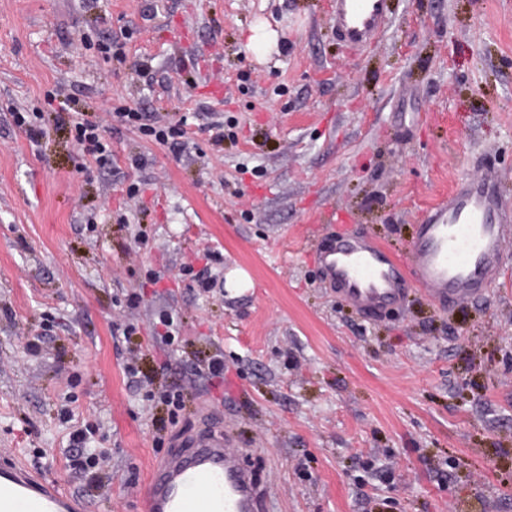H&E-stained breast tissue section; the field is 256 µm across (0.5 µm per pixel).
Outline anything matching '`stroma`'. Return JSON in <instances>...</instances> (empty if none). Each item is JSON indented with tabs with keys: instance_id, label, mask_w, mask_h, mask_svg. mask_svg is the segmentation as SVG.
Returning <instances> with one entry per match:
<instances>
[{
	"instance_id": "stroma-1",
	"label": "stroma",
	"mask_w": 512,
	"mask_h": 512,
	"mask_svg": "<svg viewBox=\"0 0 512 512\" xmlns=\"http://www.w3.org/2000/svg\"><path fill=\"white\" fill-rule=\"evenodd\" d=\"M335 11L0 0V456L88 512H137L150 463L218 425L276 512H512V242L481 298L416 292L376 315L312 257L335 232L402 254L485 163L512 196V0H390L384 36L362 46ZM262 23L278 39L256 53ZM129 108L187 119L186 135L118 122ZM71 110L101 120L110 166L70 128L28 138L39 114ZM133 345L183 394L177 416L129 382ZM80 428L110 458L109 496L69 458Z\"/></svg>"
}]
</instances>
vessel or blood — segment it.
I'll use <instances>...</instances> for the list:
<instances>
[{"label": "vessel or blood", "instance_id": "1", "mask_svg": "<svg viewBox=\"0 0 512 512\" xmlns=\"http://www.w3.org/2000/svg\"><path fill=\"white\" fill-rule=\"evenodd\" d=\"M336 28L357 45L376 38L389 21L387 0H336ZM512 240V204L493 168L462 179L447 202L430 209L398 259L367 234L326 238L313 252L328 287L363 314L403 306L421 289L445 306L481 296ZM228 430L192 436L189 456L154 466L141 499L143 512H272L269 490L246 469ZM0 512H87L59 483L10 457L0 459Z\"/></svg>", "mask_w": 512, "mask_h": 512}]
</instances>
